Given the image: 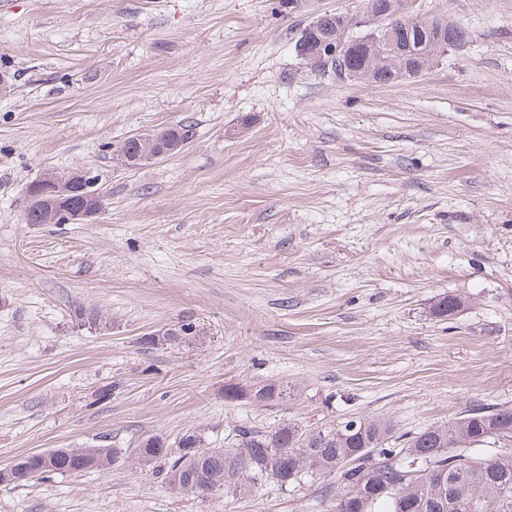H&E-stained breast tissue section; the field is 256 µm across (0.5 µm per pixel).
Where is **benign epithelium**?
I'll list each match as a JSON object with an SVG mask.
<instances>
[{
  "mask_svg": "<svg viewBox=\"0 0 512 512\" xmlns=\"http://www.w3.org/2000/svg\"><path fill=\"white\" fill-rule=\"evenodd\" d=\"M327 20L339 22V33L326 39L318 38V32ZM383 28L381 41L387 43L391 55L400 60L409 56L408 43L415 41L423 50L417 59L421 62L434 60L453 48L452 39L444 37L429 27L415 26L409 18L404 0H376L375 5L363 14L329 13L319 16L303 31L298 46L299 56L312 63L322 57L353 58L361 55L363 45H371L377 39L374 25ZM73 186L69 176L48 172L28 185L25 193V207L46 206L49 219L60 224H87L102 210L104 197L95 189L94 178L85 172L79 187L85 192L87 203L84 207L71 210L60 206L61 201Z\"/></svg>",
  "mask_w": 512,
  "mask_h": 512,
  "instance_id": "obj_1",
  "label": "benign epithelium"
}]
</instances>
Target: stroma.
Returning a JSON list of instances; mask_svg holds the SVG:
<instances>
[{"mask_svg": "<svg viewBox=\"0 0 512 512\" xmlns=\"http://www.w3.org/2000/svg\"><path fill=\"white\" fill-rule=\"evenodd\" d=\"M465 27L418 78L324 77L307 24L363 0H0V466L107 445L110 468L0 486V512H336L324 480L202 499L141 439L512 407V0H407ZM184 124L177 153L118 163ZM47 170L90 171L89 224H27ZM448 294L451 319L429 313ZM105 313L84 325L78 309ZM184 320L204 343L145 348ZM288 381L289 402L226 400ZM143 138V136L130 137L120 145L123 153L127 157V165L135 166L142 164L144 160H147L146 158L143 157L147 149L146 142L148 148H151L153 145L159 142L157 136L153 134L148 135L146 142H143ZM123 153L117 152L116 156L117 159L124 163L125 158ZM461 297L448 295L436 299L430 306V315L439 320H447L453 317L463 305Z\"/></svg>", "mask_w": 512, "mask_h": 512, "instance_id": "35a3bbf8", "label": "stroma"}]
</instances>
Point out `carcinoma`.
<instances>
[{"mask_svg":"<svg viewBox=\"0 0 512 512\" xmlns=\"http://www.w3.org/2000/svg\"><path fill=\"white\" fill-rule=\"evenodd\" d=\"M320 74L339 80L384 83L399 74L397 63L374 49L364 57L331 64ZM164 146L173 154L190 139V130L175 125L161 130ZM127 165H140L147 149L143 137L121 144ZM463 305L461 297L436 299L430 315L439 320L453 317ZM199 325L180 323L157 339L143 341L148 347L174 348L203 342ZM297 387L284 383L256 382L232 386L226 398L255 393L263 401L279 402L295 396ZM233 440L222 448L205 445L202 433L183 434L199 442L200 452L182 448L174 452L165 442L145 456L156 463V477L168 487L206 497L219 490L240 496L264 485L282 490L305 479L331 478L325 495L336 499V512H512V407L476 408L443 426L395 436L394 425L385 419H348L334 427L307 432L285 420L268 430L238 425ZM497 452L487 454L485 448ZM61 460L72 464L44 469L36 457L19 458L23 471L7 481L20 486L49 474L104 470L114 461V450L57 448Z\"/></svg>","mask_w":512,"mask_h":512,"instance_id":"carcinoma-1","label":"carcinoma"}]
</instances>
